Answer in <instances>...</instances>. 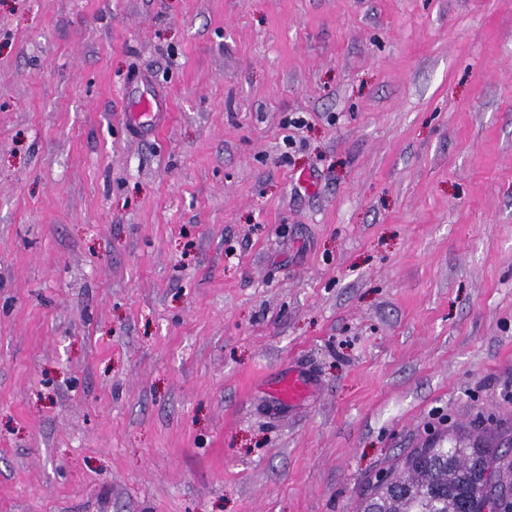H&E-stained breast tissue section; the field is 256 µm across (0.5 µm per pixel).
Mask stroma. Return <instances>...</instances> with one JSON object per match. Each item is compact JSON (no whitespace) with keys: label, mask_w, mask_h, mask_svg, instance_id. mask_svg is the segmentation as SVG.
<instances>
[{"label":"stroma","mask_w":512,"mask_h":512,"mask_svg":"<svg viewBox=\"0 0 512 512\" xmlns=\"http://www.w3.org/2000/svg\"><path fill=\"white\" fill-rule=\"evenodd\" d=\"M478 436L512 443V0H0V512H356ZM128 98L125 118L138 135H153L162 130L170 120L169 100L155 92ZM316 388L317 381L310 373L294 369L274 388L269 389V396L275 405L293 409L306 401Z\"/></svg>","instance_id":"obj_1"}]
</instances>
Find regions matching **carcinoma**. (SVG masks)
Masks as SVG:
<instances>
[{
  "label": "carcinoma",
  "mask_w": 512,
  "mask_h": 512,
  "mask_svg": "<svg viewBox=\"0 0 512 512\" xmlns=\"http://www.w3.org/2000/svg\"><path fill=\"white\" fill-rule=\"evenodd\" d=\"M408 512H512V455L482 445L415 448L381 479Z\"/></svg>",
  "instance_id": "1"
}]
</instances>
